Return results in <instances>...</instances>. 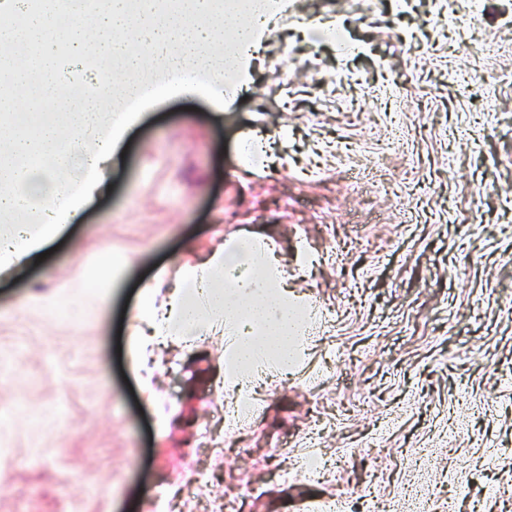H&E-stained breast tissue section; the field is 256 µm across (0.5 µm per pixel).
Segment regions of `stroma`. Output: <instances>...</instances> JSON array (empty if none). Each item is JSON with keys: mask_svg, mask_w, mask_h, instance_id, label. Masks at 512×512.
Here are the masks:
<instances>
[{"mask_svg": "<svg viewBox=\"0 0 512 512\" xmlns=\"http://www.w3.org/2000/svg\"><path fill=\"white\" fill-rule=\"evenodd\" d=\"M248 136L273 157L249 175ZM108 191L0 279V512H512V0H288L246 89L153 102ZM254 234L315 322L232 433L223 337L157 346L129 319L175 260ZM120 261L104 275L97 260ZM345 471L313 484L317 448Z\"/></svg>", "mask_w": 512, "mask_h": 512, "instance_id": "35a3bbf8", "label": "stroma"}]
</instances>
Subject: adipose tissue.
Wrapping results in <instances>:
<instances>
[{"label":"adipose tissue","mask_w":512,"mask_h":512,"mask_svg":"<svg viewBox=\"0 0 512 512\" xmlns=\"http://www.w3.org/2000/svg\"><path fill=\"white\" fill-rule=\"evenodd\" d=\"M85 2L71 0L72 30L62 48L52 36L53 0H0V44L37 42L41 75L29 87L21 68L14 84L34 111L0 113V167L14 173L11 185H0V273L35 261L100 195L109 163L140 118L122 106L144 74L158 77L153 98L188 88L223 107L220 74L247 86L268 21L287 8L286 0H180L157 15L147 5L134 12L127 0H103L90 13ZM92 54L110 69L114 112L60 92L62 57ZM308 315L275 251L252 235L182 264L177 275L160 269L142 289L131 329L145 362L161 342L224 336L232 360L225 386L243 403L253 399L257 373L297 361Z\"/></svg>","instance_id":"adipose-tissue-1"}]
</instances>
